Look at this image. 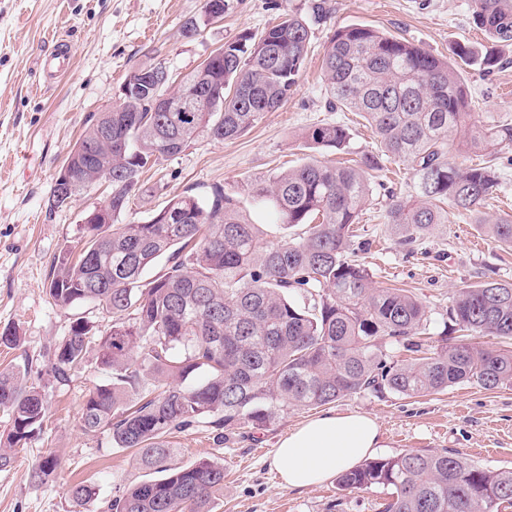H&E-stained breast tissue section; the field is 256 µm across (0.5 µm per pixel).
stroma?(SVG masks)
Masks as SVG:
<instances>
[{
    "label": "stroma",
    "mask_w": 512,
    "mask_h": 512,
    "mask_svg": "<svg viewBox=\"0 0 512 512\" xmlns=\"http://www.w3.org/2000/svg\"><path fill=\"white\" fill-rule=\"evenodd\" d=\"M313 0H229L223 22L188 38L183 22L199 13L201 0H0V330L16 329L18 348L0 347V370L30 362L27 378L44 384L48 417L41 434L17 447L12 465L0 471V512H71L69 485L88 482L99 499L118 495L146 478L133 451L113 447L108 434L84 435L79 426L89 390L108 381L95 357H88L68 381L48 374L49 349L67 335L74 317L101 321L85 306L62 309L48 295L55 259L72 244L85 210L106 199L104 186L79 195L62 208L50 207L55 176L93 115L117 104L128 74L163 61L179 76L193 72L218 46L240 33H260L280 14L307 18L311 48L294 93L281 108L265 113L251 130L224 142L198 139L185 152L145 176L147 192L132 197L127 220L146 221L173 196L191 191L209 199L213 187L233 196L262 225L267 241L284 229L277 214L256 199L269 175L306 162L301 136L327 123L343 125L351 151L376 150L367 122L351 112L327 108L323 53L336 29L358 24L451 57L456 44L482 42L472 22L470 0H326V18L312 16ZM65 40L73 56L70 74L53 83L40 61L54 41ZM490 74L466 73L477 100L474 119L484 125L512 119V50ZM500 187L483 210L488 219L512 216V145L498 148ZM384 186L374 187L361 216L365 232L346 255L359 260L378 286L409 290L424 306L432 339L450 334L448 307L457 288L478 278L512 282V247L496 242L469 216L434 225L405 245L384 219L389 193H411L414 180L389 161ZM328 412L372 416L382 433L378 457L405 451L460 453L478 464L512 466V386L487 389L470 382L443 392L408 397L370 390L329 404ZM311 408L281 414L255 429L241 424L217 442L208 428L175 433L178 447L169 464L201 459L222 463L224 492L215 512H381L389 490L375 486L349 494L335 480L291 489L273 464L278 441L307 418ZM57 457L53 481L32 484L35 461Z\"/></svg>",
    "instance_id": "stroma-1"
}]
</instances>
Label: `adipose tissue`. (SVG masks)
I'll list each match as a JSON object with an SVG mask.
<instances>
[{"label":"adipose tissue","mask_w":512,"mask_h":512,"mask_svg":"<svg viewBox=\"0 0 512 512\" xmlns=\"http://www.w3.org/2000/svg\"><path fill=\"white\" fill-rule=\"evenodd\" d=\"M381 442L375 418L352 413L307 420L278 444L275 463L283 484L312 487L355 467Z\"/></svg>","instance_id":"obj_1"}]
</instances>
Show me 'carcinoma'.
<instances>
[{"label":"carcinoma","mask_w":512,"mask_h":512,"mask_svg":"<svg viewBox=\"0 0 512 512\" xmlns=\"http://www.w3.org/2000/svg\"><path fill=\"white\" fill-rule=\"evenodd\" d=\"M472 19L491 44L512 46V0H471ZM311 30L295 13L260 35L242 33L191 78L217 97L167 130L166 113L151 111L154 95L184 94L188 86L158 85L161 61L142 65V85L125 106L112 109V136L123 152L102 147L91 169L112 171V223L79 224L76 246L60 251L49 296L61 308L90 305L108 318L98 330L76 317L54 345L50 372L64 380L96 351L108 383L89 390L81 407L86 435L110 434L136 452L156 476L100 501L85 482L67 495L75 512H212L224 491V466L202 459L170 468L171 435L207 422L217 441L240 424L266 426L294 408L323 406L366 390L404 396L443 391L475 381L486 389L512 385V347L460 341L387 362L380 336L407 338L425 329L423 305L403 288H375L366 267L346 258L382 159L400 162L415 180V195L391 194L387 223L412 243L433 224L448 223V209L486 223L482 208L500 181L493 154L512 145V122L484 127L471 121L466 68L490 73L502 58L474 45H457L456 60L376 29L349 25L334 32L323 54L332 111L357 112L373 129L378 151L348 165L311 160L269 177L260 202L296 236L269 243L237 200L217 190L204 203L177 194L145 223L122 222L142 190V174L176 156L200 137L222 141L253 128L279 109L298 83ZM311 151L344 149L349 133L337 124L303 136ZM481 154L460 166L454 153ZM186 217L174 224L171 213ZM512 246V218L489 225ZM166 258L150 279L146 270ZM315 292L311 305L291 294ZM450 315L478 336L512 339V282L482 281L456 290ZM28 369L0 372V407L12 430L0 441V471L15 447L37 437L47 414L43 387L25 382ZM54 457L32 465L29 480L48 482ZM343 491L391 488L382 512H505L512 508V467L488 468L448 451H406L366 460L337 477Z\"/></svg>","instance_id":"1"}]
</instances>
